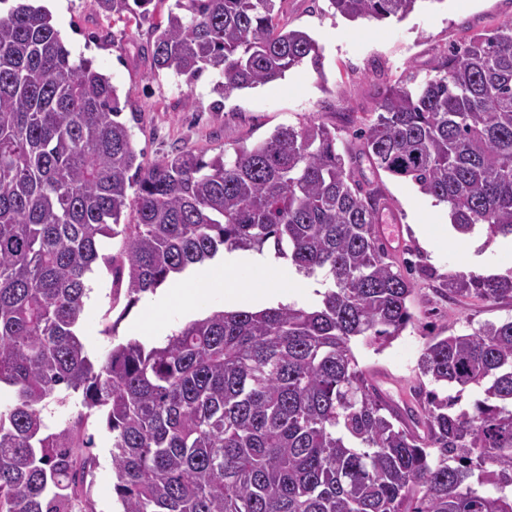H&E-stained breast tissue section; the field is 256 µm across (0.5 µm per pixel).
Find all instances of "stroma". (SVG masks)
<instances>
[{"instance_id":"35a3bbf8","label":"stroma","mask_w":512,"mask_h":512,"mask_svg":"<svg viewBox=\"0 0 512 512\" xmlns=\"http://www.w3.org/2000/svg\"><path fill=\"white\" fill-rule=\"evenodd\" d=\"M35 3L51 14L72 59L91 60L116 87L124 107L121 119L132 127L144 165L183 152L230 158L236 148L263 142L283 126L299 128L315 121L335 128L337 145L348 152L355 178L378 184L386 198L382 223L402 229L401 242L389 246L391 260L411 268L415 291L408 327L381 349L353 345L360 366L396 403L410 400L414 390L430 389L418 361L431 337L512 320V300H451L440 290L451 274L512 273V247L483 231L458 236L449 224L447 206L435 203L413 182L378 170L363 154L356 135L357 118L375 108L405 69L422 80L431 77L434 61L450 42L512 21V0H422L406 17L383 21L349 20L335 13L328 0H287L288 24L318 43L320 66L306 62L275 82L224 96L213 90L219 79L215 70H205L189 84L153 71L149 41L160 12L117 22L101 14L96 0ZM421 223L431 225L436 249L423 244L417 230ZM150 299L146 293L129 304L125 291L113 288L105 268L97 267L79 331L89 352L100 355L113 338L130 339ZM111 325L116 328L112 334L107 331ZM95 434V463L84 477L86 508L120 512L112 439L101 428Z\"/></svg>"}]
</instances>
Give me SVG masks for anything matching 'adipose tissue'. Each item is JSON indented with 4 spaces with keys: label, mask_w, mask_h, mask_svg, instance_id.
<instances>
[{
    "label": "adipose tissue",
    "mask_w": 512,
    "mask_h": 512,
    "mask_svg": "<svg viewBox=\"0 0 512 512\" xmlns=\"http://www.w3.org/2000/svg\"><path fill=\"white\" fill-rule=\"evenodd\" d=\"M239 266V260L232 257L193 282L177 283L166 291L155 292L144 319L136 326L137 332L144 336L166 337L170 333L172 311L194 309L204 299L218 293L224 296L225 310L236 311L246 304L263 309L295 303L310 287L309 280L293 269L286 271L262 265L263 278L256 284L239 275Z\"/></svg>",
    "instance_id": "1"
}]
</instances>
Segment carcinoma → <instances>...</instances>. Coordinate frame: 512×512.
<instances>
[{"instance_id":"cac0c4a2","label":"carcinoma","mask_w":512,"mask_h":512,"mask_svg":"<svg viewBox=\"0 0 512 512\" xmlns=\"http://www.w3.org/2000/svg\"><path fill=\"white\" fill-rule=\"evenodd\" d=\"M154 1L97 4L129 20ZM277 2L176 0L151 32L154 70L190 83L210 67L229 94L321 65ZM417 2L329 5L381 21ZM433 71L405 70L362 118L365 153L447 205L459 234L512 237V22L452 44ZM120 115L44 10L0 13V512H83L76 450L95 446L92 417L112 434L123 512H512V320L430 339L420 373L454 396L429 390L414 411L370 382L352 343L397 338L413 285L375 230L386 198L354 178L336 130L281 127L232 158L145 167ZM226 249L272 250L325 291L88 353L78 328L98 263L134 301ZM441 290L512 300V274L450 275ZM470 387L483 398L464 408ZM62 391L82 410L51 432L42 410Z\"/></svg>"}]
</instances>
